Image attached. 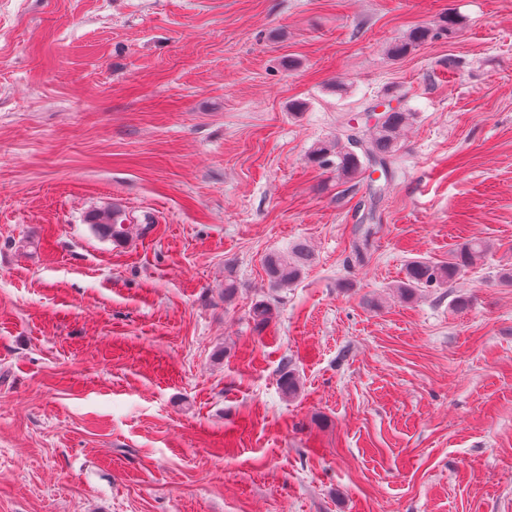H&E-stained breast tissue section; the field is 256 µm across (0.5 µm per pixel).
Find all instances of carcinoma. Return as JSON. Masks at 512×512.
I'll return each instance as SVG.
<instances>
[{
    "label": "carcinoma",
    "instance_id": "carcinoma-1",
    "mask_svg": "<svg viewBox=\"0 0 512 512\" xmlns=\"http://www.w3.org/2000/svg\"><path fill=\"white\" fill-rule=\"evenodd\" d=\"M457 25V17L448 13L435 30L427 27L411 30L393 46L392 52L396 56H404L439 34L453 33ZM413 117L414 113L405 108L388 107L374 125L365 123L354 127L348 124L345 133L317 142L309 152V159L322 166L336 165V171L347 179L365 172L372 176L378 170L386 175L399 150L401 132ZM86 221L95 232L114 241L125 239L129 233L127 214L116 206L94 210L87 215ZM485 250L484 241L471 239L457 248L451 263L438 265L416 260L407 266L405 280L400 282L398 290L402 296L411 297L421 288L446 286ZM310 257L308 247L302 243L287 252L267 255L264 265L270 287L286 288L296 282L309 266ZM273 314L274 307L269 301H259L252 308V318L259 325L269 323Z\"/></svg>",
    "mask_w": 512,
    "mask_h": 512
}]
</instances>
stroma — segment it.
I'll use <instances>...</instances> for the list:
<instances>
[{"instance_id": "35a3bbf8", "label": "stroma", "mask_w": 512, "mask_h": 512, "mask_svg": "<svg viewBox=\"0 0 512 512\" xmlns=\"http://www.w3.org/2000/svg\"><path fill=\"white\" fill-rule=\"evenodd\" d=\"M388 103L372 210L308 154ZM509 268L512 0H0V512H512ZM440 22L441 24L435 32L427 27H417L411 30L400 42L393 46V54L396 56H404L438 34H452L458 25L457 17L450 12L444 15ZM87 224L98 234L120 241L127 237L130 224L127 214L119 207L113 206L110 209L94 210L86 217ZM485 250L484 241L471 239L457 248L451 263L438 265L416 260L407 266L405 280L397 288L402 296L411 297L419 288L448 286L463 268L470 266ZM310 251L305 244L294 245L290 252L271 253L265 258V271L271 288H286L296 282L310 263Z\"/></svg>"}]
</instances>
